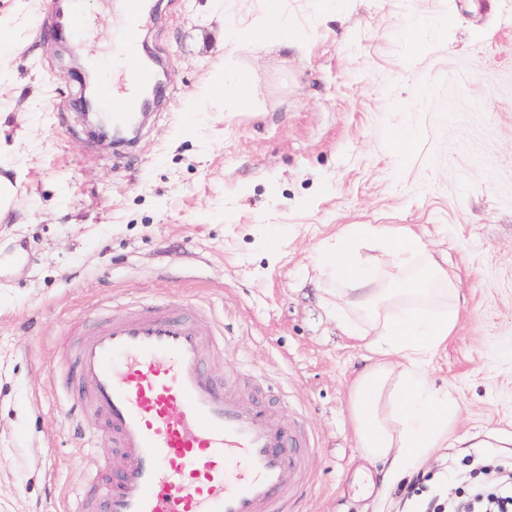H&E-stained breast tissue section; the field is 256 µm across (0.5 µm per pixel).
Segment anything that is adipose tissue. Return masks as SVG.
Listing matches in <instances>:
<instances>
[{
	"label": "adipose tissue",
	"mask_w": 512,
	"mask_h": 512,
	"mask_svg": "<svg viewBox=\"0 0 512 512\" xmlns=\"http://www.w3.org/2000/svg\"><path fill=\"white\" fill-rule=\"evenodd\" d=\"M318 259L333 284L325 305L365 353L349 390L352 421L387 489L448 445L453 399L425 373L457 323L448 272L407 226L351 225Z\"/></svg>",
	"instance_id": "adipose-tissue-1"
}]
</instances>
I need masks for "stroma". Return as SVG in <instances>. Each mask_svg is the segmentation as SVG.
<instances>
[{"instance_id":"stroma-1","label":"stroma","mask_w":512,"mask_h":512,"mask_svg":"<svg viewBox=\"0 0 512 512\" xmlns=\"http://www.w3.org/2000/svg\"><path fill=\"white\" fill-rule=\"evenodd\" d=\"M159 0L145 29L168 70L132 146L92 139L51 0H0V512H70L123 460L64 384L92 312L201 310L209 373L312 446L288 512H427L483 457L512 471V0ZM115 0L78 39L99 83L121 73ZM244 74L248 99L215 93ZM410 146L397 147L398 137ZM352 224L411 227L448 260L454 333L428 367L457 414L448 445L383 496L358 447L360 352L321 301L317 248ZM490 441L468 448L465 440ZM279 0H267L266 10L262 19L263 29L280 40H288V25L281 18Z\"/></svg>"}]
</instances>
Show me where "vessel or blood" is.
Returning <instances> with one entry per match:
<instances>
[{"label": "vessel or blood", "instance_id": "vessel-or-blood-1", "mask_svg": "<svg viewBox=\"0 0 512 512\" xmlns=\"http://www.w3.org/2000/svg\"><path fill=\"white\" fill-rule=\"evenodd\" d=\"M136 44L145 0H122ZM148 69L126 72L104 96L113 122L146 104ZM208 325L181 308L146 309L81 337L74 405L99 415L98 436L125 459L95 507L73 512H285L309 439L275 413L245 406L207 373Z\"/></svg>", "mask_w": 512, "mask_h": 512}]
</instances>
